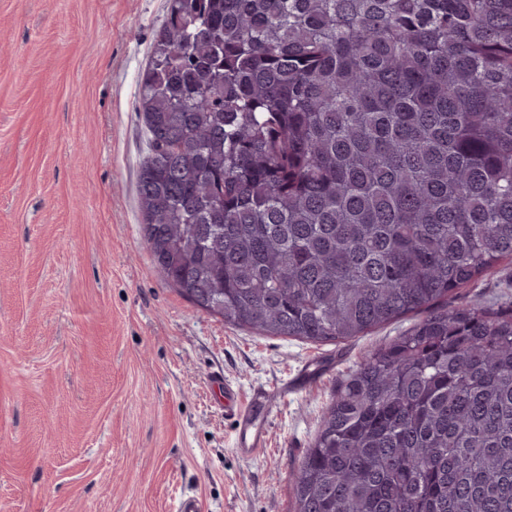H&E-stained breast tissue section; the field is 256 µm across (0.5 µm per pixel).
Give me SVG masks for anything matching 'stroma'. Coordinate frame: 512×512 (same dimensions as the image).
I'll return each mask as SVG.
<instances>
[{"mask_svg":"<svg viewBox=\"0 0 512 512\" xmlns=\"http://www.w3.org/2000/svg\"><path fill=\"white\" fill-rule=\"evenodd\" d=\"M167 0H0V512H292L337 387L411 325L311 344L226 325L156 271L138 88ZM512 302V262L458 306ZM266 389L242 457L208 381Z\"/></svg>","mask_w":512,"mask_h":512,"instance_id":"stroma-1","label":"stroma"}]
</instances>
